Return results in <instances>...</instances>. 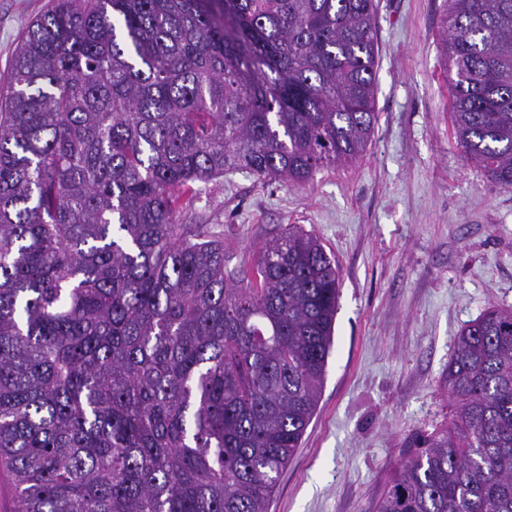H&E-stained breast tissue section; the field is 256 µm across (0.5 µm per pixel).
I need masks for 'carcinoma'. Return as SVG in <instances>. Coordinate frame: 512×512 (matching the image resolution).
I'll list each match as a JSON object with an SVG mask.
<instances>
[{"label":"carcinoma","mask_w":512,"mask_h":512,"mask_svg":"<svg viewBox=\"0 0 512 512\" xmlns=\"http://www.w3.org/2000/svg\"><path fill=\"white\" fill-rule=\"evenodd\" d=\"M457 146L512 190V0H444ZM375 0H52L0 74V463L17 512H267L340 279L290 224L228 271L198 183L287 186L376 123ZM448 421L374 512H512V310L461 329Z\"/></svg>","instance_id":"1"}]
</instances>
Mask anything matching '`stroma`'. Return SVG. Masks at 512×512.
Wrapping results in <instances>:
<instances>
[{"label": "stroma", "instance_id": "stroma-1", "mask_svg": "<svg viewBox=\"0 0 512 512\" xmlns=\"http://www.w3.org/2000/svg\"><path fill=\"white\" fill-rule=\"evenodd\" d=\"M51 0H0V74ZM443 0H378L374 135L302 186L230 172L184 214L230 266L289 224L336 262L340 293L318 407L267 512H373L407 442L450 414L441 382L460 330L512 309V191L458 148L438 43Z\"/></svg>", "mask_w": 512, "mask_h": 512}]
</instances>
